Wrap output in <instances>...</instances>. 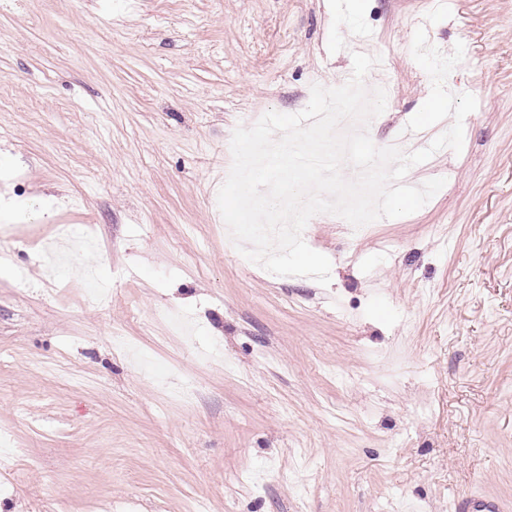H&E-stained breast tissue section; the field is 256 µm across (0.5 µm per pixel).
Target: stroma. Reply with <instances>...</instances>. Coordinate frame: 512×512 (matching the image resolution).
<instances>
[{"label": "stroma", "mask_w": 512, "mask_h": 512, "mask_svg": "<svg viewBox=\"0 0 512 512\" xmlns=\"http://www.w3.org/2000/svg\"><path fill=\"white\" fill-rule=\"evenodd\" d=\"M128 2L0 0V512H512V0ZM421 26L478 102L404 178L444 187L312 217L329 286L245 259L226 139L356 52L400 88L372 141L404 138ZM63 224L91 246L51 275Z\"/></svg>", "instance_id": "stroma-1"}]
</instances>
